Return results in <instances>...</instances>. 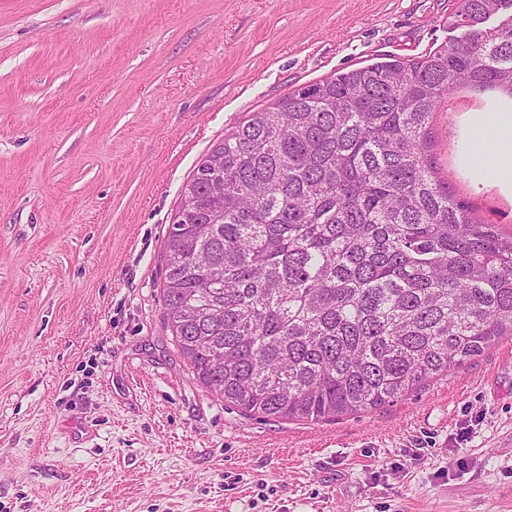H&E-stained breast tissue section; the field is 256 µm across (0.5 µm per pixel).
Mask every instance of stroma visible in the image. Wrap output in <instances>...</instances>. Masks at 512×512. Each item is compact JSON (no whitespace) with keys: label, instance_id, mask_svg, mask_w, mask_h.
<instances>
[{"label":"stroma","instance_id":"35a3bbf8","mask_svg":"<svg viewBox=\"0 0 512 512\" xmlns=\"http://www.w3.org/2000/svg\"><path fill=\"white\" fill-rule=\"evenodd\" d=\"M459 0H0V512H512V336L378 409L242 414L165 325L163 247L225 132L450 37ZM484 98L435 116L450 187Z\"/></svg>","mask_w":512,"mask_h":512}]
</instances>
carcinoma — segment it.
Segmentation results:
<instances>
[{
    "instance_id": "carcinoma-1",
    "label": "carcinoma",
    "mask_w": 512,
    "mask_h": 512,
    "mask_svg": "<svg viewBox=\"0 0 512 512\" xmlns=\"http://www.w3.org/2000/svg\"><path fill=\"white\" fill-rule=\"evenodd\" d=\"M462 34L287 93L197 166L164 243L166 327L251 417L368 412L512 335V231L434 165L457 83L512 91V0H461ZM224 174V194L208 187Z\"/></svg>"
}]
</instances>
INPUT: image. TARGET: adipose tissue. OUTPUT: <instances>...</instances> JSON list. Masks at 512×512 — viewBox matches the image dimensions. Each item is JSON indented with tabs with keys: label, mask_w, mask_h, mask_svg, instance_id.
Instances as JSON below:
<instances>
[{
	"label": "adipose tissue",
	"mask_w": 512,
	"mask_h": 512,
	"mask_svg": "<svg viewBox=\"0 0 512 512\" xmlns=\"http://www.w3.org/2000/svg\"><path fill=\"white\" fill-rule=\"evenodd\" d=\"M467 153L475 165L503 184L512 183V112L475 115L470 123Z\"/></svg>",
	"instance_id": "1"
}]
</instances>
